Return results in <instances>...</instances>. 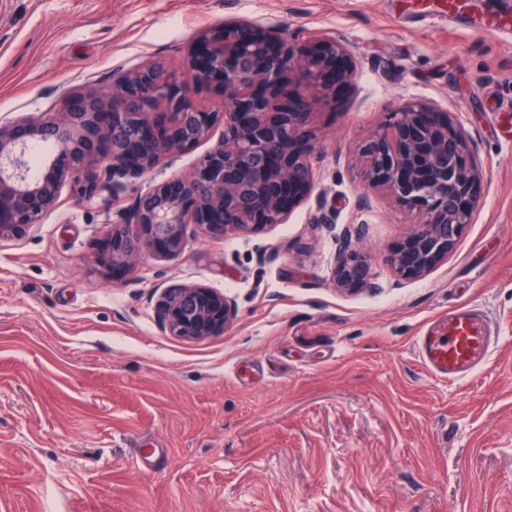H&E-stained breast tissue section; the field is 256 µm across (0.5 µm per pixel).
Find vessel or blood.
Wrapping results in <instances>:
<instances>
[{
    "label": "vessel or blood",
    "instance_id": "vessel-or-blood-1",
    "mask_svg": "<svg viewBox=\"0 0 512 512\" xmlns=\"http://www.w3.org/2000/svg\"><path fill=\"white\" fill-rule=\"evenodd\" d=\"M489 348L485 332L467 311L459 309L440 319L419 338L426 368L442 380H459L471 373Z\"/></svg>",
    "mask_w": 512,
    "mask_h": 512
}]
</instances>
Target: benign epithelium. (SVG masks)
<instances>
[{
	"label": "benign epithelium",
	"instance_id": "obj_1",
	"mask_svg": "<svg viewBox=\"0 0 512 512\" xmlns=\"http://www.w3.org/2000/svg\"><path fill=\"white\" fill-rule=\"evenodd\" d=\"M356 75L341 36L265 29L249 20L202 33L183 69L145 62L114 73L112 94L69 92L50 117L28 114L0 125V241L19 240L42 223L69 186L78 201L109 193L119 221L100 264L124 270L143 249L177 256L186 225L212 238L284 224L315 179L314 111L331 105L336 84ZM224 126L219 146L195 169L141 190L140 178ZM55 145L39 174L30 150ZM470 139L452 113L405 102L361 142L353 163L418 219L387 262L403 280L428 275L454 249L482 203L484 175L469 158ZM131 204L124 205L127 199ZM346 232L333 281L343 290L375 287L367 256ZM164 330L199 340L224 332L235 305L206 286L165 288L157 301Z\"/></svg>",
	"mask_w": 512,
	"mask_h": 512
}]
</instances>
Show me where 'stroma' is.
<instances>
[{
    "instance_id": "stroma-1",
    "label": "stroma",
    "mask_w": 512,
    "mask_h": 512,
    "mask_svg": "<svg viewBox=\"0 0 512 512\" xmlns=\"http://www.w3.org/2000/svg\"><path fill=\"white\" fill-rule=\"evenodd\" d=\"M496 13L512 0H0V123L109 95L121 67L180 65L227 19L337 32L357 62L316 117V181L287 223L221 239L191 224L181 255L112 273L111 209L65 188L0 242V512H512V28L480 27ZM418 99L464 125L484 204L411 281L387 257L415 217L351 158ZM358 223L376 286L346 292L331 269ZM173 285L223 292L234 323L169 335L154 305ZM461 307L493 342L445 382L418 339Z\"/></svg>"
}]
</instances>
